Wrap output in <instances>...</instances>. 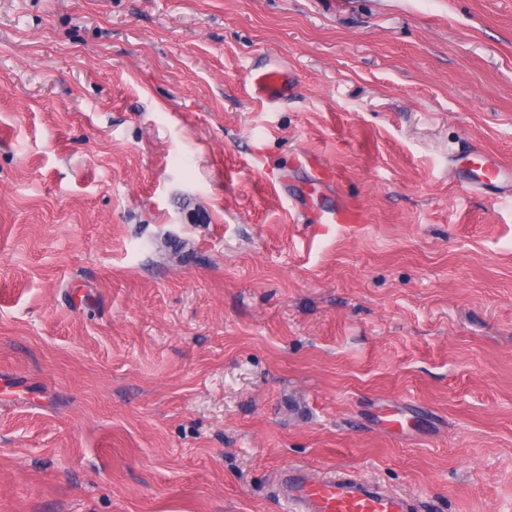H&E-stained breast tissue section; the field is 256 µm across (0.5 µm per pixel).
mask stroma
Here are the masks:
<instances>
[{
    "label": "stroma",
    "mask_w": 512,
    "mask_h": 512,
    "mask_svg": "<svg viewBox=\"0 0 512 512\" xmlns=\"http://www.w3.org/2000/svg\"><path fill=\"white\" fill-rule=\"evenodd\" d=\"M472 143L512 163V0H0V512H285L293 465L512 512ZM250 96L268 104L288 99L295 93L293 79L279 68L257 71L249 80ZM322 224H356L359 223L358 214L350 205L339 202L335 206L324 210L319 216Z\"/></svg>",
    "instance_id": "35a3bbf8"
}]
</instances>
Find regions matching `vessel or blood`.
I'll list each match as a JSON object with an SVG mask.
<instances>
[{
    "label": "vessel or blood",
    "instance_id": "b4317fda",
    "mask_svg": "<svg viewBox=\"0 0 512 512\" xmlns=\"http://www.w3.org/2000/svg\"><path fill=\"white\" fill-rule=\"evenodd\" d=\"M248 88L255 99L273 104L295 93L287 72L269 68L256 72ZM472 155L481 160L480 175L471 180L473 190L489 188L499 194L512 193V165L471 147ZM324 224H355L358 214L350 205L339 202L320 215ZM285 490L287 512H417L413 499L388 492L379 483L360 477L328 473L303 466H291L279 474Z\"/></svg>",
    "mask_w": 512,
    "mask_h": 512
}]
</instances>
